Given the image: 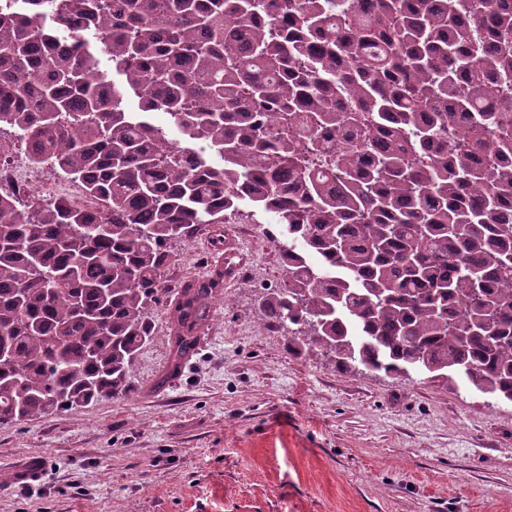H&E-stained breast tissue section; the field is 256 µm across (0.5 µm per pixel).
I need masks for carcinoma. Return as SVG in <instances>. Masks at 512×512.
<instances>
[{
    "mask_svg": "<svg viewBox=\"0 0 512 512\" xmlns=\"http://www.w3.org/2000/svg\"><path fill=\"white\" fill-rule=\"evenodd\" d=\"M0 135L100 206L0 191V424L127 396L169 244L243 204L292 351L512 403V0H6Z\"/></svg>",
    "mask_w": 512,
    "mask_h": 512,
    "instance_id": "obj_1",
    "label": "carcinoma"
}]
</instances>
